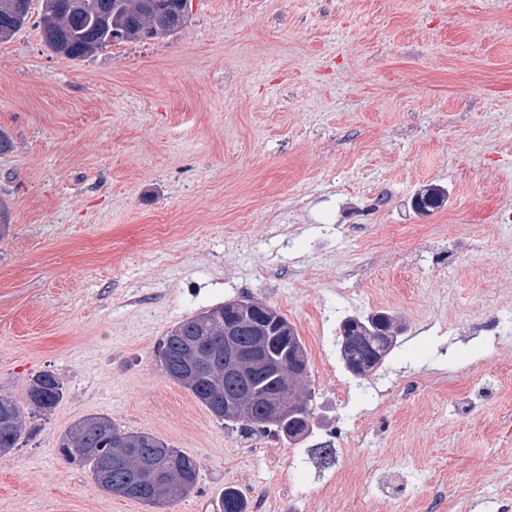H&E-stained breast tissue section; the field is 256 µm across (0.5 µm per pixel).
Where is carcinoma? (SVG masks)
Segmentation results:
<instances>
[{"instance_id": "cac0c4a2", "label": "carcinoma", "mask_w": 512, "mask_h": 512, "mask_svg": "<svg viewBox=\"0 0 512 512\" xmlns=\"http://www.w3.org/2000/svg\"><path fill=\"white\" fill-rule=\"evenodd\" d=\"M186 0H42L41 32L45 46L54 54L70 60H83L115 42H132L165 37L185 24ZM32 0H0V42L12 39L26 24ZM445 191L430 186L416 194L414 205L420 211L438 207ZM220 305L191 316L165 336L157 348L156 362L160 371L179 362L185 363L184 380L189 390L207 409L224 405V390L255 397L252 414L236 423L247 428L270 431L277 437L297 443L309 428L299 425V418H312L311 405L305 403L291 416L292 425L263 421L259 411L261 400L275 394L280 380L274 371L224 381L213 358H224V312ZM285 317L271 310L263 327L267 357L287 361L299 352L308 358L307 350L291 329L293 341L285 342L273 322ZM400 327L385 314L345 318L341 324L340 353L344 363L353 358L375 372L396 344ZM193 336L196 354L187 355L175 337ZM63 396V384L51 371L32 376L25 392V404L8 395H0V454L19 447L32 429L27 420L51 414ZM58 453L68 464L89 469L100 489L140 501L152 508H165L196 488L200 463L177 448L169 447L155 436L144 432L123 431L107 416H89L76 422L58 440ZM222 512H247V504L239 490L224 489Z\"/></svg>"}]
</instances>
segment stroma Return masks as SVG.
Wrapping results in <instances>:
<instances>
[{
	"label": "stroma",
	"instance_id": "stroma-1",
	"mask_svg": "<svg viewBox=\"0 0 512 512\" xmlns=\"http://www.w3.org/2000/svg\"><path fill=\"white\" fill-rule=\"evenodd\" d=\"M40 10L0 42V395L41 371L64 394L0 454V512H149L60 458L94 415L200 462L164 512L228 486L266 512H512V0H190L171 35L81 61ZM429 185L444 203L415 210ZM233 299L305 345L300 443L156 366ZM380 312L404 330L354 377L339 325Z\"/></svg>",
	"mask_w": 512,
	"mask_h": 512
}]
</instances>
